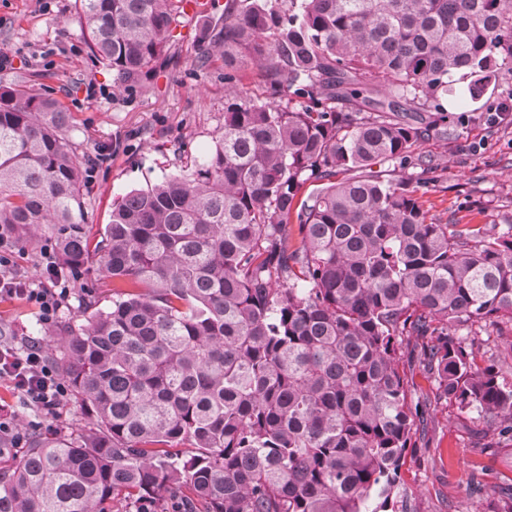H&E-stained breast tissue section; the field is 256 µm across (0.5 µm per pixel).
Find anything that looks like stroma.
I'll use <instances>...</instances> for the list:
<instances>
[{"label":"stroma","mask_w":512,"mask_h":512,"mask_svg":"<svg viewBox=\"0 0 512 512\" xmlns=\"http://www.w3.org/2000/svg\"><path fill=\"white\" fill-rule=\"evenodd\" d=\"M195 2V10H182L178 18L166 62L150 80L127 86L90 57L76 0H0V54L11 59L0 69V86L50 94L69 112L76 154L96 161L83 195L88 223H109L113 203L127 192L180 174L201 159L221 132L228 88L248 98L263 95L265 77L257 66L240 64L228 81L223 55L202 58L197 39L216 9L214 0ZM414 153L432 166L429 186L419 185L420 171L413 167L385 164L379 172L382 179L406 182L433 219L462 228L512 224L511 122L492 126L456 111ZM70 289L56 323L83 321L90 297L99 308L112 305V283L96 272L72 279ZM0 321L19 336L40 339L48 360L60 354L62 337L44 335L26 301L1 299ZM461 335L478 350L480 365H494L512 384V322L477 323ZM420 353V339L401 338L400 371L420 423L388 512H490L493 504L512 499V436L502 434L493 416L439 397ZM0 409L15 416L25 439L77 433L90 421L74 396L49 412L27 404L4 383Z\"/></svg>","instance_id":"35a3bbf8"}]
</instances>
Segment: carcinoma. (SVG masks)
<instances>
[{
	"label": "carcinoma",
	"mask_w": 512,
	"mask_h": 512,
	"mask_svg": "<svg viewBox=\"0 0 512 512\" xmlns=\"http://www.w3.org/2000/svg\"><path fill=\"white\" fill-rule=\"evenodd\" d=\"M90 56L122 82L167 59L173 0H78ZM212 38L266 71L231 91L214 147L86 223L70 114L0 88V233L61 271L112 279V307L57 368L91 419L33 437L0 512H384L416 433L399 338L426 339L439 396L512 433V385L452 332L512 321V224H438L401 181L424 113L484 111L512 73V0H229ZM287 103H282V99ZM307 182L321 184L299 199ZM298 226L293 236L292 226Z\"/></svg>",
	"instance_id": "cac0c4a2"
}]
</instances>
